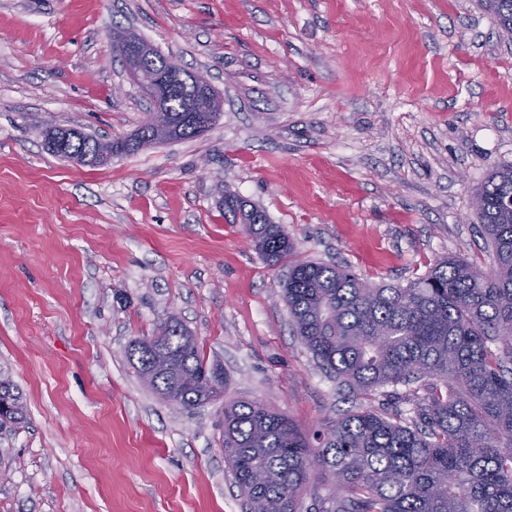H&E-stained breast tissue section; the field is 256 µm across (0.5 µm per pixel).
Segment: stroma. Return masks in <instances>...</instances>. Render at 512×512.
Listing matches in <instances>:
<instances>
[{"instance_id":"stroma-1","label":"stroma","mask_w":512,"mask_h":512,"mask_svg":"<svg viewBox=\"0 0 512 512\" xmlns=\"http://www.w3.org/2000/svg\"><path fill=\"white\" fill-rule=\"evenodd\" d=\"M132 31L222 95L216 125L106 165L41 129L133 133L148 104L112 39ZM512 163V37L478 0H0V374L27 410L0 433V512H246L224 404L310 431L357 406L313 361L230 192L303 260L407 285L489 259L474 189ZM227 376L186 411L126 349L169 312Z\"/></svg>"}]
</instances>
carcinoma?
Listing matches in <instances>:
<instances>
[{
	"label": "carcinoma",
	"mask_w": 512,
	"mask_h": 512,
	"mask_svg": "<svg viewBox=\"0 0 512 512\" xmlns=\"http://www.w3.org/2000/svg\"><path fill=\"white\" fill-rule=\"evenodd\" d=\"M512 34V0H480ZM180 85L167 107L172 140L195 138ZM143 123L130 137L101 139L51 126L44 149L84 166L126 153L145 141ZM490 262L443 257L403 287L370 285L334 264L291 261L283 299L295 331L317 366L366 397L403 386L404 410H350L305 435L285 415L258 401L224 405L225 461L247 512H512V164H494L474 192ZM224 213L246 232L272 266L295 254L279 224L235 196ZM176 371L148 385L185 410L224 392L219 362L191 332L165 320L157 328ZM153 337L134 340L129 361L141 376L153 366ZM26 418L15 387L0 380V429ZM314 469L324 478L309 481Z\"/></svg>",
	"instance_id": "1"
}]
</instances>
